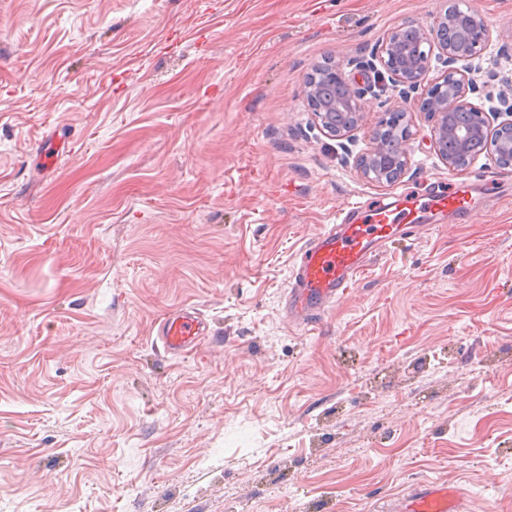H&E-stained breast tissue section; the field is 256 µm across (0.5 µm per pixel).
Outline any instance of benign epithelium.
<instances>
[{"label": "benign epithelium", "instance_id": "1", "mask_svg": "<svg viewBox=\"0 0 512 512\" xmlns=\"http://www.w3.org/2000/svg\"><path fill=\"white\" fill-rule=\"evenodd\" d=\"M491 43V31L475 9L462 7L453 0L451 7L431 17L427 24L409 21L394 28L382 43L377 61L347 60L329 57L325 77L342 83L347 95L339 102L318 101L315 84L305 82L304 94L311 100L314 121L329 136L347 138L361 130L367 120V95L374 93L370 73L384 77L395 87L418 94L420 110L429 113L433 125L430 143L434 153L450 170L465 168L463 160L472 145L484 144L483 152L496 162L512 160V98L505 91L498 95L499 106L488 112L470 101L476 92L472 61L481 57ZM442 60L445 70L429 78L432 55ZM354 67L356 77H348L346 68ZM393 112L381 113L369 134L366 150L357 154L354 167L358 175L379 186H388L401 178L410 161L409 139L401 143L397 157H386L380 133Z\"/></svg>", "mask_w": 512, "mask_h": 512}]
</instances>
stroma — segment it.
Here are the masks:
<instances>
[{"label":"stroma","instance_id":"obj_1","mask_svg":"<svg viewBox=\"0 0 512 512\" xmlns=\"http://www.w3.org/2000/svg\"><path fill=\"white\" fill-rule=\"evenodd\" d=\"M474 103L512 78V0ZM448 0H0V512H512V167L448 170L416 97L389 186L314 123L324 58ZM54 153L45 166L41 147ZM487 185L370 262L315 329L297 252L352 203ZM208 325L163 351L180 308ZM468 500L460 490L446 484L422 482L408 497L400 499L395 512H466Z\"/></svg>","mask_w":512,"mask_h":512}]
</instances>
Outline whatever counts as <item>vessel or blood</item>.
I'll return each instance as SVG.
<instances>
[{
	"instance_id": "obj_1",
	"label": "vessel or blood",
	"mask_w": 512,
	"mask_h": 512,
	"mask_svg": "<svg viewBox=\"0 0 512 512\" xmlns=\"http://www.w3.org/2000/svg\"><path fill=\"white\" fill-rule=\"evenodd\" d=\"M465 193L436 190L403 198L400 207L381 203H353L340 225L320 231L296 258L291 271L285 311L300 326L315 323L325 310L346 295L370 258L410 225L432 211L470 210ZM203 334L199 317L182 313L167 317L159 327L164 348L181 354L191 350ZM463 492L445 484L424 482L400 499L395 512H467Z\"/></svg>"
}]
</instances>
